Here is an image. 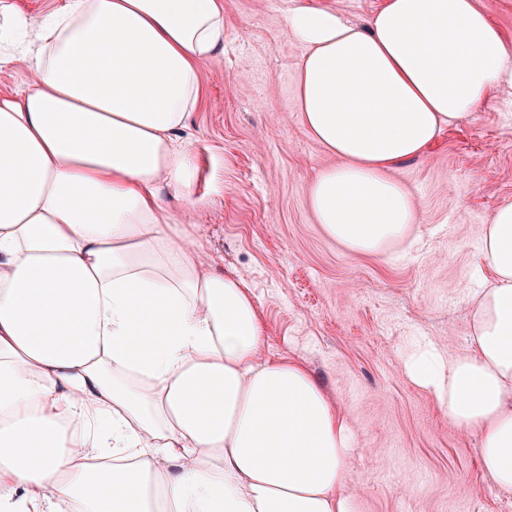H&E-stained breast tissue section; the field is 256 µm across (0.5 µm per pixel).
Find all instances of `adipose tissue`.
<instances>
[{"label": "adipose tissue", "instance_id": "adipose-tissue-1", "mask_svg": "<svg viewBox=\"0 0 512 512\" xmlns=\"http://www.w3.org/2000/svg\"><path fill=\"white\" fill-rule=\"evenodd\" d=\"M285 26L302 122L338 160L309 183L314 219L385 253L417 220L395 166L512 91V41L477 0ZM4 44L31 81L0 97V512H351L346 418L302 364L263 356L253 299L203 272L192 237L183 132L223 0H65L36 26L3 4ZM480 240L469 348L416 338L405 366L512 489L511 203Z\"/></svg>", "mask_w": 512, "mask_h": 512}]
</instances>
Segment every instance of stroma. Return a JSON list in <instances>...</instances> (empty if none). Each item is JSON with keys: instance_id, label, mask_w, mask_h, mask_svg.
<instances>
[{"instance_id": "35a3bbf8", "label": "stroma", "mask_w": 512, "mask_h": 512, "mask_svg": "<svg viewBox=\"0 0 512 512\" xmlns=\"http://www.w3.org/2000/svg\"><path fill=\"white\" fill-rule=\"evenodd\" d=\"M309 2L224 0V52L201 66L187 121L202 268L241 281L265 353L306 365L347 415L353 512H512V490L480 468L478 434L452 425L404 369L411 337L469 346L479 228L512 203V92L396 167L418 207L407 241L380 256L347 250L308 206L310 179L336 163L298 108L303 49L284 18Z\"/></svg>"}]
</instances>
